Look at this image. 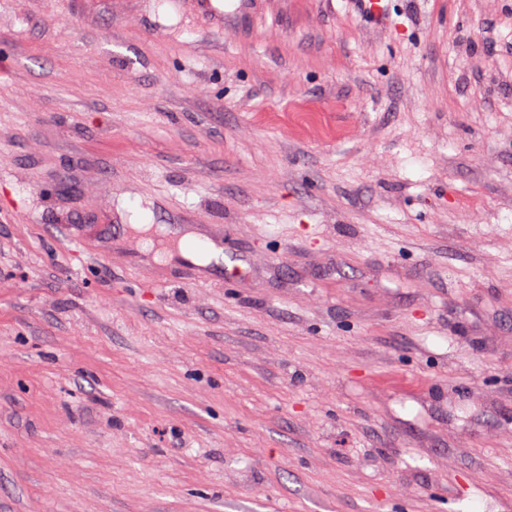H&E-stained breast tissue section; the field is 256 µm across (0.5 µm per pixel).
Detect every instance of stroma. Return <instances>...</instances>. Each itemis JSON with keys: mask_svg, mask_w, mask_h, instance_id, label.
I'll return each mask as SVG.
<instances>
[{"mask_svg": "<svg viewBox=\"0 0 512 512\" xmlns=\"http://www.w3.org/2000/svg\"><path fill=\"white\" fill-rule=\"evenodd\" d=\"M474 500L512 512V0H0V512Z\"/></svg>", "mask_w": 512, "mask_h": 512, "instance_id": "1", "label": "stroma"}]
</instances>
